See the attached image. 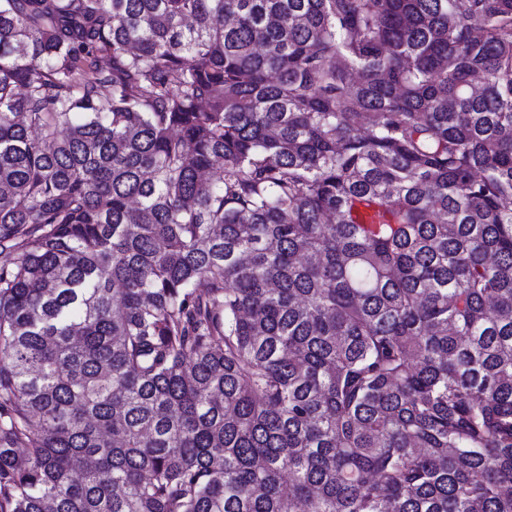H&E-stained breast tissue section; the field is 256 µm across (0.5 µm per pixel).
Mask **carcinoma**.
<instances>
[{
	"mask_svg": "<svg viewBox=\"0 0 512 512\" xmlns=\"http://www.w3.org/2000/svg\"><path fill=\"white\" fill-rule=\"evenodd\" d=\"M0 512H512V0H0Z\"/></svg>",
	"mask_w": 512,
	"mask_h": 512,
	"instance_id": "obj_1",
	"label": "carcinoma"
}]
</instances>
